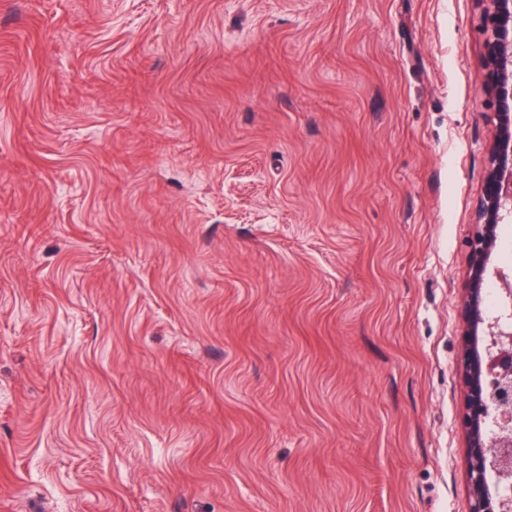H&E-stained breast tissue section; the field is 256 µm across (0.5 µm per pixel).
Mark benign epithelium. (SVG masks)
Returning <instances> with one entry per match:
<instances>
[{
  "mask_svg": "<svg viewBox=\"0 0 512 512\" xmlns=\"http://www.w3.org/2000/svg\"><path fill=\"white\" fill-rule=\"evenodd\" d=\"M484 2V91L494 103L497 123L466 273L462 419L468 436L470 512H512L502 496L487 489L490 473L502 486L512 487V366L493 369L479 339L487 336L512 355V277L500 278L501 319L489 317L486 294L488 264L501 247V225L512 223V0Z\"/></svg>",
  "mask_w": 512,
  "mask_h": 512,
  "instance_id": "1",
  "label": "benign epithelium"
}]
</instances>
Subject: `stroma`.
Wrapping results in <instances>:
<instances>
[{
	"label": "stroma",
	"instance_id": "obj_1",
	"mask_svg": "<svg viewBox=\"0 0 512 512\" xmlns=\"http://www.w3.org/2000/svg\"><path fill=\"white\" fill-rule=\"evenodd\" d=\"M478 0H0V512H470Z\"/></svg>",
	"mask_w": 512,
	"mask_h": 512
}]
</instances>
